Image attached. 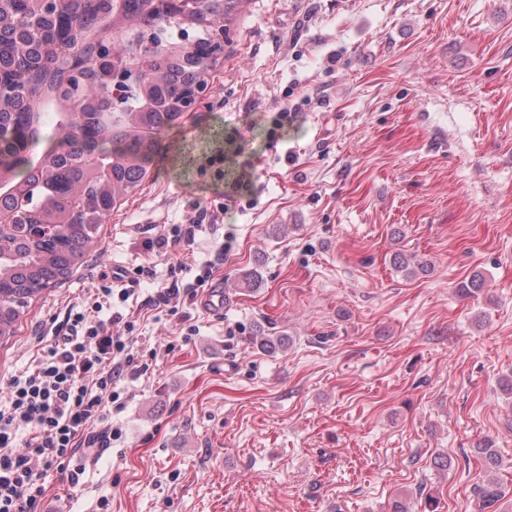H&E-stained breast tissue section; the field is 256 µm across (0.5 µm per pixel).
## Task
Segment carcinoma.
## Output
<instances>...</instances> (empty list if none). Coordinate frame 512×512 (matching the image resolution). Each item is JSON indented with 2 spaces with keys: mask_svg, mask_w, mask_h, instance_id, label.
I'll return each mask as SVG.
<instances>
[{
  "mask_svg": "<svg viewBox=\"0 0 512 512\" xmlns=\"http://www.w3.org/2000/svg\"><path fill=\"white\" fill-rule=\"evenodd\" d=\"M241 2L56 0L48 12L43 0H0V86L12 89L0 105V212L14 217L0 228V339L84 264L104 218L149 177L162 135L217 64L214 23ZM109 35L123 47L112 59ZM29 224L49 225L48 237L32 239ZM474 450L499 465L492 442ZM501 499L488 482L475 512Z\"/></svg>",
  "mask_w": 512,
  "mask_h": 512,
  "instance_id": "carcinoma-1",
  "label": "carcinoma"
}]
</instances>
